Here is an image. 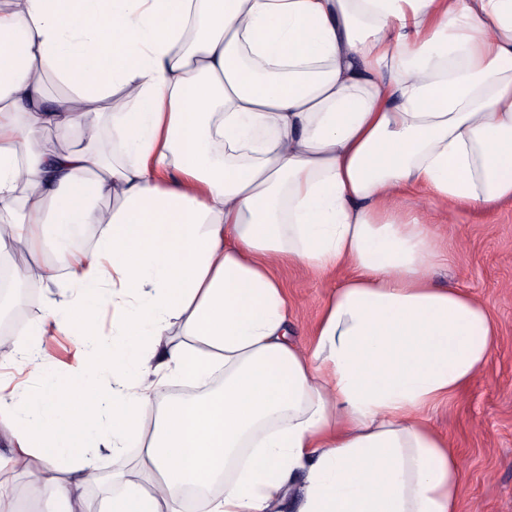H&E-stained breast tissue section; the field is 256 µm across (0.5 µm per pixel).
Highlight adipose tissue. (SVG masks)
Returning <instances> with one entry per match:
<instances>
[{
  "instance_id": "obj_1",
  "label": "adipose tissue",
  "mask_w": 512,
  "mask_h": 512,
  "mask_svg": "<svg viewBox=\"0 0 512 512\" xmlns=\"http://www.w3.org/2000/svg\"><path fill=\"white\" fill-rule=\"evenodd\" d=\"M61 88L45 91L47 80ZM111 139L56 147L89 114ZM512 200V0H11L0 8V257L79 295L50 314L119 342L46 373L39 329L0 356L43 374L0 402L10 463L76 512L95 458L148 437L108 512H459L461 462L428 424L486 365L487 308L438 285V241L404 196ZM91 252L36 263L46 235ZM344 272L308 348L273 268ZM222 386L153 399L166 375ZM114 386L97 382L102 370ZM155 411L152 429L143 419ZM301 490H294L295 481Z\"/></svg>"
}]
</instances>
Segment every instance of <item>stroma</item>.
<instances>
[{"instance_id": "35a3bbf8", "label": "stroma", "mask_w": 512, "mask_h": 512, "mask_svg": "<svg viewBox=\"0 0 512 512\" xmlns=\"http://www.w3.org/2000/svg\"><path fill=\"white\" fill-rule=\"evenodd\" d=\"M406 200L420 206L424 220L448 244V260L437 267L436 282L473 295L498 326L497 344L485 367L430 414L433 428L447 438L461 460L460 512H512V201L491 211L446 215L426 205L421 194H408ZM275 272L288 292L290 339L298 347H307L309 330L339 277L302 266H279ZM75 296L63 279L37 289L35 308L25 319L29 326L42 324L40 352L50 372L59 376L77 375L85 364L86 349L56 330L47 309L51 302ZM17 507L27 512L72 509L52 488L32 495L20 472L0 470V512Z\"/></svg>"}]
</instances>
